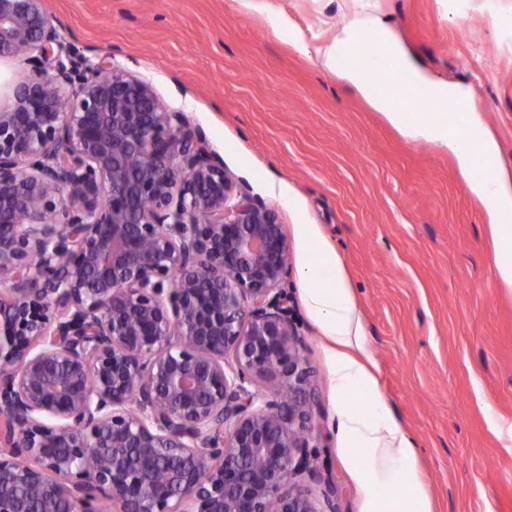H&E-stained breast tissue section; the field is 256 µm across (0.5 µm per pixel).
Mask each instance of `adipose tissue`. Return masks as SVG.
Returning <instances> with one entry per match:
<instances>
[{
    "instance_id": "1",
    "label": "adipose tissue",
    "mask_w": 512,
    "mask_h": 512,
    "mask_svg": "<svg viewBox=\"0 0 512 512\" xmlns=\"http://www.w3.org/2000/svg\"><path fill=\"white\" fill-rule=\"evenodd\" d=\"M363 32L381 39L384 50L368 57L363 64L354 65L347 59L345 48ZM319 54L330 70L346 75L364 97L409 137L436 140L455 150L465 172L469 171L473 160H480L490 177L484 182H473L472 188L484 200L491 217L490 228L497 242L493 263L501 280L512 285V193L500 184L494 142L471 112L466 94L454 87L433 83L429 85V95L434 106L429 116L396 108L391 90L423 83L424 77L391 37L384 20L371 12L368 0H354L349 21L331 44L320 48ZM386 68L390 69L391 76L383 85L376 75ZM452 126L466 129L469 145H462L449 136L448 129ZM302 231L310 253L317 257L316 263L308 264L305 270L303 304L329 343L340 435L352 473L368 497L369 512H385L381 492L395 483L405 485L412 493L403 512H428L416 469V443L386 412L373 377L357 358L358 353L366 349L365 331L336 254L315 234L311 225H303ZM356 390L366 398L365 411H358L350 403V396Z\"/></svg>"
}]
</instances>
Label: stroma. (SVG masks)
Listing matches in <instances>:
<instances>
[{"mask_svg": "<svg viewBox=\"0 0 512 512\" xmlns=\"http://www.w3.org/2000/svg\"><path fill=\"white\" fill-rule=\"evenodd\" d=\"M43 0L56 53L115 64L201 129L237 190L275 209L283 287L320 432L311 444L338 512H366L342 456L335 378L301 299L314 225L348 280L387 409L416 441L431 512H512V286L498 276L483 200L443 145L407 137L317 49L351 0ZM428 80L458 84L512 186V0H372Z\"/></svg>", "mask_w": 512, "mask_h": 512, "instance_id": "1", "label": "stroma"}]
</instances>
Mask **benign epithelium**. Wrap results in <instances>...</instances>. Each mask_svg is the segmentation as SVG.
Masks as SVG:
<instances>
[{
    "label": "benign epithelium",
    "instance_id": "1",
    "mask_svg": "<svg viewBox=\"0 0 512 512\" xmlns=\"http://www.w3.org/2000/svg\"><path fill=\"white\" fill-rule=\"evenodd\" d=\"M42 0H0V512H337L317 480L275 210L102 60H52ZM33 66L19 61L14 58H6L0 61V106L5 105L7 100L5 97L6 89L5 84L30 78L35 75ZM1 83H2V98H1Z\"/></svg>",
    "mask_w": 512,
    "mask_h": 512
}]
</instances>
